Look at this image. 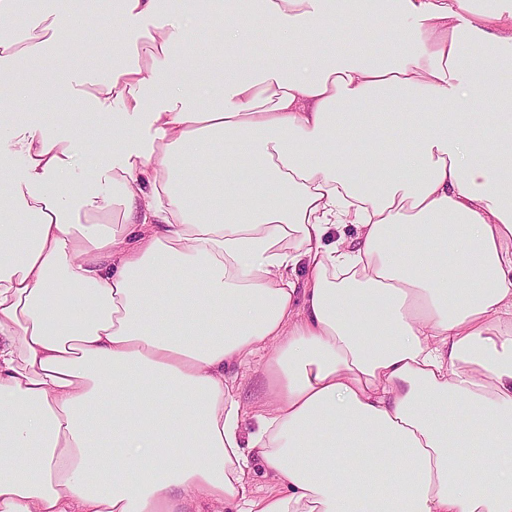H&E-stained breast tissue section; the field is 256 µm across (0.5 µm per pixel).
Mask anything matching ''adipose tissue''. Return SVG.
<instances>
[{"mask_svg":"<svg viewBox=\"0 0 512 512\" xmlns=\"http://www.w3.org/2000/svg\"><path fill=\"white\" fill-rule=\"evenodd\" d=\"M160 2L113 0L151 50L89 85L42 67L73 0H0V96L120 145L92 194L59 113L0 116V512H512V0ZM375 20L389 53L337 50ZM195 45L199 53H213L217 57H223L230 48L224 42V30L221 34L211 31V28L198 29L194 32ZM261 359L262 357H257L248 366L243 367L234 381L240 399L246 404H253L267 395L262 378Z\"/></svg>","mask_w":512,"mask_h":512,"instance_id":"adipose-tissue-1","label":"adipose tissue"}]
</instances>
